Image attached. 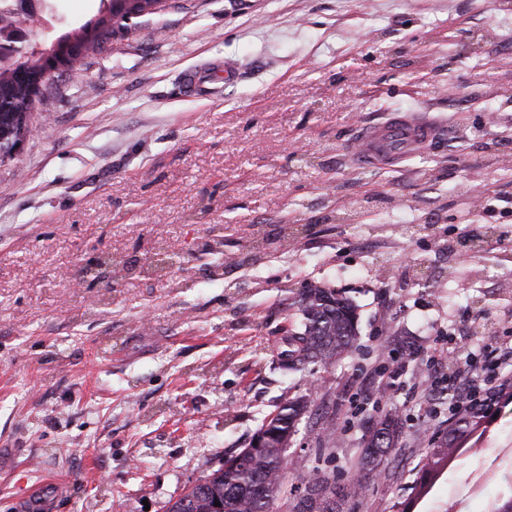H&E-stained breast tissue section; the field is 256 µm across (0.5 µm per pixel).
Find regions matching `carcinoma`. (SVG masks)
<instances>
[{
  "instance_id": "carcinoma-1",
  "label": "carcinoma",
  "mask_w": 512,
  "mask_h": 512,
  "mask_svg": "<svg viewBox=\"0 0 512 512\" xmlns=\"http://www.w3.org/2000/svg\"><path fill=\"white\" fill-rule=\"evenodd\" d=\"M165 7L164 0H109L108 15L86 23L78 33L59 40L65 45L74 38L85 47V54L96 53L109 39L114 25L145 15L157 14ZM20 68L32 72L53 69L62 65L68 72L84 70L85 58L50 60L35 52L16 55ZM34 80L20 75L19 68L0 65V161L12 158L11 144L24 138L33 126V113L42 103V89L33 88ZM299 314L297 327L288 335L286 348L279 355V368L293 374L309 365H330L347 354L357 334V307L344 293L322 285L309 283L299 290L293 302ZM308 401L295 398L286 401L269 420L279 431H293ZM402 431L400 419L387 413L366 428L361 468L376 470L397 444ZM287 471L279 448L241 449L227 459L205 479L195 484L192 491L169 505L167 512H202L203 508L218 512H270V506L286 481ZM308 491L326 501L333 489L318 477L308 476ZM219 506H214L215 502Z\"/></svg>"
}]
</instances>
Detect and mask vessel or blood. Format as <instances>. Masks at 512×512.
Wrapping results in <instances>:
<instances>
[{"mask_svg": "<svg viewBox=\"0 0 512 512\" xmlns=\"http://www.w3.org/2000/svg\"><path fill=\"white\" fill-rule=\"evenodd\" d=\"M448 139L445 124L420 112H393L379 124L363 128L353 148V159L361 166H391L420 152L443 150ZM62 484L47 481L20 499L19 512H49L62 496Z\"/></svg>", "mask_w": 512, "mask_h": 512, "instance_id": "obj_1", "label": "vessel or blood"}]
</instances>
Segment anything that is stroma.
<instances>
[{
    "mask_svg": "<svg viewBox=\"0 0 512 512\" xmlns=\"http://www.w3.org/2000/svg\"><path fill=\"white\" fill-rule=\"evenodd\" d=\"M107 7L45 0L42 45ZM390 109L447 120L446 150L356 167ZM40 111L0 163V512L46 479L55 512H165L302 395L273 512L313 469L336 512H399L467 406L444 371L423 392L434 348L512 345L488 233L512 237V0H167ZM308 282L346 291L358 335L287 375ZM387 412L403 433L350 493Z\"/></svg>",
    "mask_w": 512,
    "mask_h": 512,
    "instance_id": "1",
    "label": "stroma"
}]
</instances>
